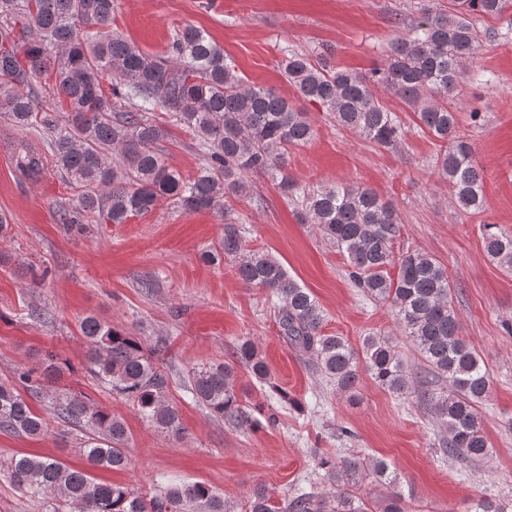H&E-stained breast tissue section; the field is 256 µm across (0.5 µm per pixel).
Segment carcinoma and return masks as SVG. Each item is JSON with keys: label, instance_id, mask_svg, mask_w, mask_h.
<instances>
[{"label": "carcinoma", "instance_id": "carcinoma-1", "mask_svg": "<svg viewBox=\"0 0 512 512\" xmlns=\"http://www.w3.org/2000/svg\"><path fill=\"white\" fill-rule=\"evenodd\" d=\"M452 3L451 11L426 13L415 26L394 32L384 63L369 72L334 64L328 47L315 63L285 47L281 69L301 98L380 148L398 146L406 128L374 89L398 96L414 113L416 127L446 144L438 158L439 177L448 183L455 207L474 215L485 205L484 178L471 143L458 133L448 99L482 42L476 21L505 15L512 0ZM114 8V0H0V116L42 136L41 146L24 136L13 142L22 174L37 178L50 163L79 190L78 205L62 207L59 223L86 224L96 215L107 224H124L162 200L185 212L218 214L224 218V238L201 259L217 267L228 260L242 284L266 289L275 299L280 335L309 355L338 390L352 391L363 367L391 394L426 403L446 426L442 451L449 457L470 464L489 459L492 448L478 411L490 392L489 372L461 337L458 314L448 300L446 268L425 252L396 251L401 227L394 205L359 183L312 188L298 198L302 222L315 225L347 257L353 285L368 299L389 303L424 363L417 383L389 339L369 335L355 348L341 336L324 333L325 314L313 294L270 254L248 248L236 225L230 199L246 192L249 178L267 176L283 194H293L286 156L313 139L308 113L274 90L249 83L224 48L196 28L176 31L162 55L144 52L112 28ZM42 75L54 81L55 105L68 112L63 125L56 111L40 105ZM159 112L184 126L202 154L191 179H184L158 148L168 138ZM112 151L118 152L113 160ZM483 240L486 256L512 272V231L485 224ZM78 332L89 347L90 372L160 432L181 437L180 410L168 397L160 349L93 315L80 320ZM238 366L270 386L279 400L295 403L271 384L259 345L250 338L237 342L228 360L191 372V398L232 427L259 425L255 414L262 406L243 403L235 390ZM62 370V362L50 354L41 372L22 369L13 381H1L0 432L43 433L45 420L28 398L44 395ZM430 377L448 381V392L430 389ZM51 401L61 421L91 430L82 448L86 467L44 456L11 458L8 477L28 497L55 500L54 512H233L224 495L204 482L160 479L153 493L143 496L123 484L96 481L94 469L131 465L124 421L90 405L80 393ZM316 466L324 470L328 491L298 489L276 502L258 486L244 512H407L387 462L321 455ZM368 471L390 489L377 503L354 491ZM467 512H506V507L483 497Z\"/></svg>", "mask_w": 512, "mask_h": 512}]
</instances>
